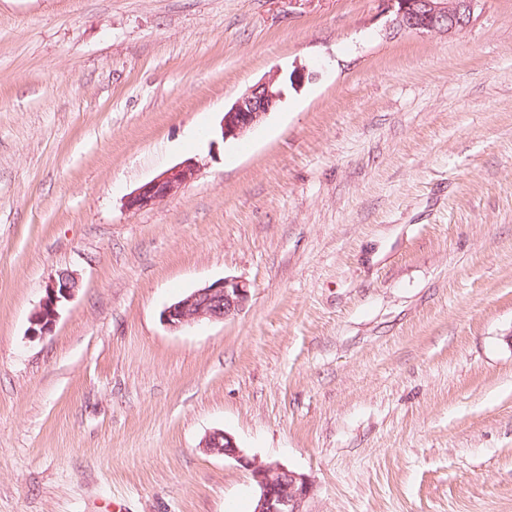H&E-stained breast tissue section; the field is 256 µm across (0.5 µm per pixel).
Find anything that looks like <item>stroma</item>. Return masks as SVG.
<instances>
[{"mask_svg":"<svg viewBox=\"0 0 512 512\" xmlns=\"http://www.w3.org/2000/svg\"><path fill=\"white\" fill-rule=\"evenodd\" d=\"M223 277L238 315L162 323ZM216 431L308 512H512V0L454 37L379 0H0V512H253ZM285 81L273 73L242 93L227 109L217 133L223 141L237 140L259 125L282 103ZM199 166L189 158L169 168L153 179L142 183L124 197L123 206L127 211L149 209L178 195L198 175ZM77 285L76 278L66 272H60L49 282L45 298L30 318L33 333L45 334L50 331L58 316L59 303L70 298ZM208 452L233 458L251 471L259 487L253 512H307L305 503L312 492L307 476L279 463L258 464L243 455L232 435L214 432L205 441Z\"/></svg>","mask_w":512,"mask_h":512,"instance_id":"35a3bbf8","label":"stroma"}]
</instances>
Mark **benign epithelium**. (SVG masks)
<instances>
[{"mask_svg":"<svg viewBox=\"0 0 512 512\" xmlns=\"http://www.w3.org/2000/svg\"><path fill=\"white\" fill-rule=\"evenodd\" d=\"M381 11L389 25L402 32L436 33L456 36L473 27L481 0H380ZM285 81L274 73L242 93L227 109L217 133L223 141L237 140L259 125L282 103ZM198 162L186 159L153 179L142 183L124 197L128 211L149 209L178 195L198 175ZM78 282L61 272L46 287V296L30 318L31 331L43 334L53 327L60 302L70 298ZM250 298L248 285L236 278L224 277L198 288L165 307L160 318L172 331L191 323L224 321L237 315ZM208 452L233 458L251 471L259 487L253 512H306L305 503L312 492L307 476L279 463L258 464L243 455L232 435L214 432L205 441Z\"/></svg>","mask_w":512,"mask_h":512,"instance_id":"benign-epithelium-1","label":"benign epithelium"}]
</instances>
